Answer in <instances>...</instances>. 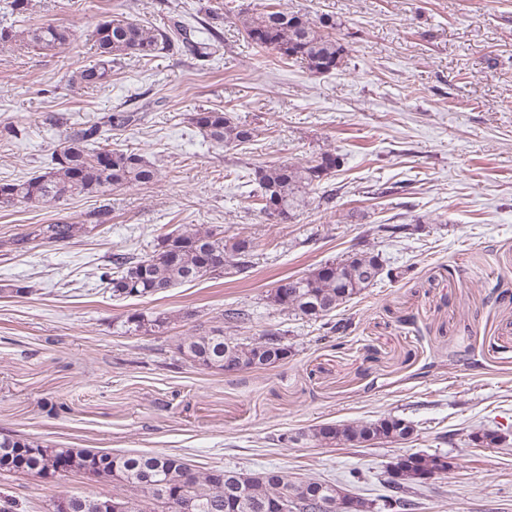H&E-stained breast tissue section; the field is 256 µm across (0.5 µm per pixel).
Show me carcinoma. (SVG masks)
Here are the masks:
<instances>
[{"label":"carcinoma","instance_id":"cac0c4a2","mask_svg":"<svg viewBox=\"0 0 512 512\" xmlns=\"http://www.w3.org/2000/svg\"><path fill=\"white\" fill-rule=\"evenodd\" d=\"M238 21L245 37L255 47L274 51L281 59L299 63L312 74L331 73L346 63L347 45L336 36L340 24L328 14L313 20L286 7L265 5L239 13ZM73 36V29L52 22L21 32L10 25L0 28V45L4 47L22 39L34 49L52 50L65 46ZM176 41L199 60L213 53L214 44L195 38L193 30L177 14L163 30L137 22L122 12L115 13L101 21L94 31L96 59L80 67L71 81L85 88L101 86L112 77V65L118 61L149 57ZM135 121L137 118L131 112H116L103 117L98 124L68 131L56 146L52 164L45 171L0 182V208L22 203L46 205L68 198L105 195L132 186L157 185L161 172L150 160L138 151L112 148L108 143L107 131L130 126ZM189 122L203 137L222 147L249 145L256 137L250 124L220 109L194 112ZM344 164L343 155L326 150L310 161L255 168L251 180L258 185L266 220L288 224L309 206L329 203L330 197L319 194V190ZM96 228V224H48L23 237L21 243L34 249ZM254 248V240L248 236L235 235L226 240L224 231L216 226L183 224L164 235L158 248L147 256L134 260L123 254L113 255L112 267L102 272L99 279L117 299L153 296L183 283L243 274L251 266ZM401 276L402 272L385 265L379 254L359 249L302 276L280 280L267 295V301L283 313L323 320L328 332L343 334L350 323L342 319L332 323L326 317L377 282ZM249 321L247 311L226 309L221 324L180 337L177 351L195 366L224 374L274 366L291 356V348L278 332L269 331L250 341L224 332L226 328H241ZM169 324L170 317L164 313L147 315L136 311L119 322V330L125 335L163 333ZM413 434L411 422L385 416L314 425L298 437L325 447H368L380 441H406ZM470 438L473 445L482 448H494L506 442L505 436L492 430L474 431ZM27 454L25 464L14 465L7 471L38 477L44 459L53 456L69 459L72 470L98 478L115 482L114 472L124 474L126 487L135 498L110 497L114 503L127 505L124 512H147V506L154 502L167 506L168 512H181L180 502L186 489L199 491L198 512H280V495L287 489L298 501L305 492L316 494L324 486L345 490L319 478H294L278 468L255 473L224 467L196 469L185 458L169 453L113 454L48 448L32 440ZM451 466L444 455L406 454L399 471L403 492L426 485V475L445 474Z\"/></svg>","mask_w":512,"mask_h":512}]
</instances>
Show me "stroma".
<instances>
[{"label": "stroma", "instance_id": "1", "mask_svg": "<svg viewBox=\"0 0 512 512\" xmlns=\"http://www.w3.org/2000/svg\"><path fill=\"white\" fill-rule=\"evenodd\" d=\"M285 6L341 21L345 67L312 74L253 48L236 16L208 60L182 48L122 59L111 80L78 89L69 76L93 59L91 34L114 12L164 28L225 0H30L32 23L74 25L62 50L0 47V180L48 167L66 128L113 112L138 121L112 131L162 171L150 189L0 208V434L51 448L177 454L199 467L346 484L374 505L390 494L397 455L451 457L454 466L412 494L413 512H512V0H234ZM218 108L257 127L252 144L222 147L190 125ZM65 114L67 127L55 125ZM346 164L327 183L331 208L274 224L260 211L253 168L306 161L326 150ZM41 224H88L72 239L16 249ZM182 224L252 236L247 273L185 283L148 298L115 299L98 277L113 254L152 253ZM380 224H411L390 238ZM369 243L388 265L409 267L336 310L345 336L279 312L278 281L346 258ZM249 310L238 332L282 333L287 361L234 374L204 370L178 337L218 325L229 306ZM172 315L168 332L123 335L128 313ZM66 404L54 413L52 404ZM397 416L412 439L365 448L283 444L310 426ZM506 434L499 448L470 440ZM115 483L70 472L46 483L0 472L15 512H51L61 494L104 497Z\"/></svg>", "mask_w": 512, "mask_h": 512}]
</instances>
